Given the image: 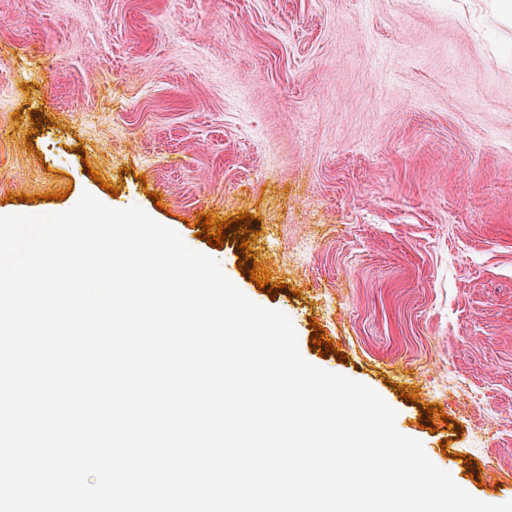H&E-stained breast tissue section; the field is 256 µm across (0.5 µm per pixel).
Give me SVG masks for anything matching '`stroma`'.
Returning a JSON list of instances; mask_svg holds the SVG:
<instances>
[{
    "mask_svg": "<svg viewBox=\"0 0 512 512\" xmlns=\"http://www.w3.org/2000/svg\"><path fill=\"white\" fill-rule=\"evenodd\" d=\"M1 46V215L86 192L141 207L287 315L308 362L375 390L468 493L512 500V20L496 0H0ZM242 212L277 295L236 239L199 234L200 215Z\"/></svg>",
    "mask_w": 512,
    "mask_h": 512,
    "instance_id": "35a3bbf8",
    "label": "stroma"
}]
</instances>
